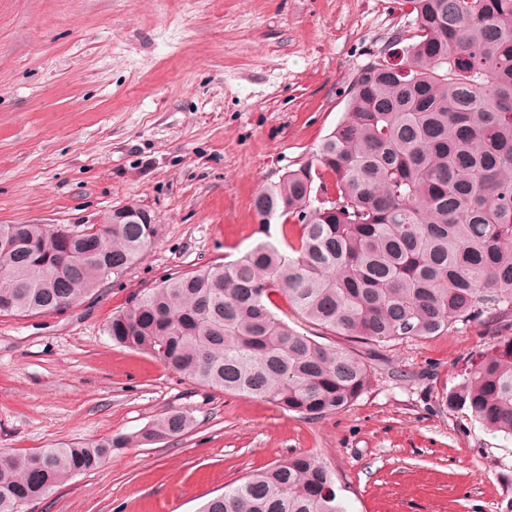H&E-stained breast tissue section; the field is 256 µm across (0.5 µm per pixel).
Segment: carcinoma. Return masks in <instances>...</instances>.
Returning a JSON list of instances; mask_svg holds the SVG:
<instances>
[{
	"label": "carcinoma",
	"mask_w": 512,
	"mask_h": 512,
	"mask_svg": "<svg viewBox=\"0 0 512 512\" xmlns=\"http://www.w3.org/2000/svg\"><path fill=\"white\" fill-rule=\"evenodd\" d=\"M414 16L355 75L343 120L310 158L261 189V224L282 240L188 271L112 313V342L184 378L323 418L366 390L363 357L304 336L272 296L326 333L359 344L429 339L487 315L512 321V0H399ZM18 249L0 256V316L61 313L122 275L156 224L112 220L66 236L0 224ZM512 438V339L481 354L442 397ZM190 415L138 434L34 452L0 451V512H25L114 448L172 440ZM336 474L308 454L252 472L200 512H347Z\"/></svg>",
	"instance_id": "1"
}]
</instances>
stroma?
I'll use <instances>...</instances> for the list:
<instances>
[{
    "mask_svg": "<svg viewBox=\"0 0 512 512\" xmlns=\"http://www.w3.org/2000/svg\"><path fill=\"white\" fill-rule=\"evenodd\" d=\"M409 25L397 0H0V224L81 229L135 203L158 225L142 259L66 311L0 317V450L194 420L113 449L27 512H199L295 453L335 472L348 512H500L512 498V438L441 402L510 324L364 348L369 387L321 419L184 379L106 330L167 276L280 240L256 194L310 158L355 73Z\"/></svg>",
    "mask_w": 512,
    "mask_h": 512,
    "instance_id": "stroma-1",
    "label": "stroma"
}]
</instances>
